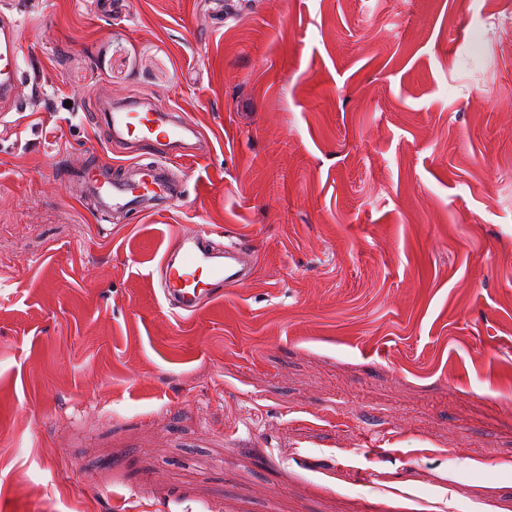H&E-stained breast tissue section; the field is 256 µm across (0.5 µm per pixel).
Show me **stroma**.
<instances>
[{
	"label": "stroma",
	"mask_w": 512,
	"mask_h": 512,
	"mask_svg": "<svg viewBox=\"0 0 512 512\" xmlns=\"http://www.w3.org/2000/svg\"><path fill=\"white\" fill-rule=\"evenodd\" d=\"M0 512H512V0H5ZM209 144L110 235L103 102ZM201 137V138H202ZM253 249L191 318L178 225ZM23 29L16 22L2 25L0 32V102L1 112L16 107L15 88L23 76L21 69Z\"/></svg>",
	"instance_id": "stroma-1"
}]
</instances>
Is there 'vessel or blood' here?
<instances>
[{"mask_svg": "<svg viewBox=\"0 0 512 512\" xmlns=\"http://www.w3.org/2000/svg\"><path fill=\"white\" fill-rule=\"evenodd\" d=\"M23 30L19 24L0 26V110L16 107L15 88L23 71ZM100 124L109 141L182 143L191 127L171 120L167 111L108 110ZM72 174L81 198L100 216L135 207L149 211L183 198V183L171 173L170 157L159 154L148 164L114 162L108 166L76 167ZM251 246L243 241L223 247L212 242L199 227H178L159 262L158 288L171 313L196 315L218 294L249 279Z\"/></svg>", "mask_w": 512, "mask_h": 512, "instance_id": "1", "label": "vessel or blood"}]
</instances>
